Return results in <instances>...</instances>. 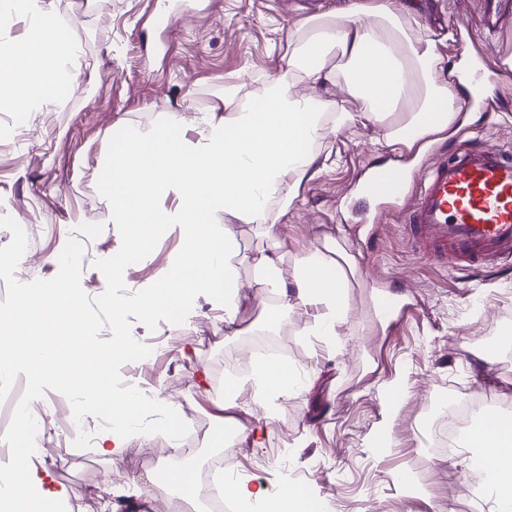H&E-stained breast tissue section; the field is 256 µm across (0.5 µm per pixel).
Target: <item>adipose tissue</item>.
Returning a JSON list of instances; mask_svg holds the SVG:
<instances>
[{"instance_id":"obj_1","label":"adipose tissue","mask_w":512,"mask_h":512,"mask_svg":"<svg viewBox=\"0 0 512 512\" xmlns=\"http://www.w3.org/2000/svg\"><path fill=\"white\" fill-rule=\"evenodd\" d=\"M13 2L32 22L22 48L31 64L11 79L6 72L13 58L0 54V97L9 96L31 112L59 85L73 44L46 0ZM442 68V58L419 25L396 13L388 0H376L370 6L354 5L341 16L310 18L293 42L285 70L269 79L262 101L253 104L225 94L224 116L199 120L196 141L127 128L111 149L112 177L106 188L113 223L132 227L128 257H145L154 226L178 224L183 231L181 255L143 297V313L182 307L202 290L230 293L235 286L229 264L234 240L231 231L220 228L229 217L263 227L267 247L252 263L262 273L261 288L282 298L280 311L266 313V323L280 325L293 302L322 303L326 312L314 329L335 335L355 260L329 243L299 258L291 282H284L279 219L297 199L303 181L315 174L314 146L326 125L379 126L385 145L393 149L413 147L432 133L451 129L464 97L456 85L437 79ZM298 78L313 85L314 95H296ZM336 85L360 102V111H337L328 96ZM169 192L178 205L161 209L159 198ZM474 419L464 463L482 474L496 512H512V419L491 425L480 410ZM224 492L256 504L260 512L314 510L311 490L296 483L271 498L241 480L226 484Z\"/></svg>"}]
</instances>
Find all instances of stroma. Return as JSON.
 <instances>
[{"mask_svg": "<svg viewBox=\"0 0 512 512\" xmlns=\"http://www.w3.org/2000/svg\"><path fill=\"white\" fill-rule=\"evenodd\" d=\"M49 2L74 45L62 82L76 92L26 113L25 135L11 128L14 104H0V204L28 227L21 259L28 282L55 276V258L74 228L94 226L81 285L95 298L106 281L94 263L121 243L103 188L113 138L126 127L164 131L169 113L177 112L184 119L177 137L195 139L197 119L223 114L225 91L261 100L293 33L351 0H188L167 27L156 21L165 0ZM477 13L478 0H424L416 18L450 60L465 39L450 17L473 20ZM485 89L500 111L468 107L451 133L431 134L409 149L390 150L378 127L360 125L326 131L316 144L326 167L303 182L280 219L281 271L291 279L296 260L330 239L355 257L335 335L313 333L325 311L319 304H296L280 326L266 325L265 310L280 298L256 286L250 264L266 240L260 225H233L240 333L225 335L223 306L198 296L161 357L136 374L184 421L205 425L204 437L182 462L156 456L158 435L124 439L120 454L132 464L114 477L105 500L93 487L111 475L116 456L101 452L100 425L89 415L94 444L31 460L39 490L57 492L67 512H166L171 498L148 480L149 472L185 463L201 474L228 451L252 489L276 495L285 482L303 483L322 512H492V501L478 491L481 475L464 466L460 453L443 451L439 406L477 399L512 417V346L495 357L485 352L498 327L512 326V269L457 271L423 257L399 208H381L361 191L373 169L397 163L424 171L457 139L512 154V79L488 78ZM181 248V228H169L150 255L125 269L127 288L136 292L159 280ZM257 334L277 340L301 387L267 406L243 392L232 420L218 422L211 399L224 392L225 364ZM393 387L403 394L397 406ZM241 422L256 431L260 447L241 443ZM385 425L393 448L380 457L374 441ZM406 471L422 493H407L399 479Z\"/></svg>", "mask_w": 512, "mask_h": 512, "instance_id": "obj_1", "label": "stroma"}]
</instances>
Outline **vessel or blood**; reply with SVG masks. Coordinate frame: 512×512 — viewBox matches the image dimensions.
Returning <instances> with one entry per match:
<instances>
[{
  "label": "vessel or blood",
  "instance_id": "b4317fda",
  "mask_svg": "<svg viewBox=\"0 0 512 512\" xmlns=\"http://www.w3.org/2000/svg\"><path fill=\"white\" fill-rule=\"evenodd\" d=\"M480 27L499 31L512 0H480ZM364 192L390 207L404 205L405 224L425 256L460 270L512 262V157L461 142L423 177L399 169L373 172Z\"/></svg>",
  "mask_w": 512,
  "mask_h": 512
}]
</instances>
